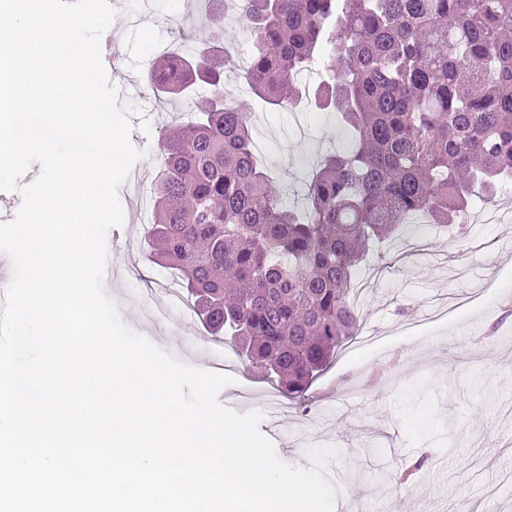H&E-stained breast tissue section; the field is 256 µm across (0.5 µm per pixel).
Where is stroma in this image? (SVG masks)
<instances>
[{"mask_svg":"<svg viewBox=\"0 0 512 512\" xmlns=\"http://www.w3.org/2000/svg\"><path fill=\"white\" fill-rule=\"evenodd\" d=\"M110 26L120 41L107 68L120 103L135 107L132 146L143 156L118 196L127 231L108 238L107 253L121 273L108 296L123 322L165 352L193 367L233 377L220 403L239 413L282 411L278 427L262 420L260 431L289 464L308 468L313 448L338 456L326 475L348 512H512V222L468 223L465 233L436 234L406 220L405 248L373 243L364 261L373 275L356 283L352 300L361 316L357 336L303 396L288 398L278 382L244 366L223 339L210 335L197 313L151 321L142 304L167 300L179 286L174 270L154 260L148 241L151 192L167 127L193 118L185 100L162 101L148 85L152 52L178 43L180 35L208 39L212 0H110ZM234 0H224L226 46L238 64L225 70L235 101L255 114L254 141H266L260 158L273 186L289 204H300L318 161L352 145L340 116L305 102L302 125L292 113L253 94L244 79L252 39ZM460 314L431 321L434 309ZM375 452H366L367 444ZM417 466L413 483L399 481Z\"/></svg>","mask_w":512,"mask_h":512,"instance_id":"stroma-1","label":"stroma"}]
</instances>
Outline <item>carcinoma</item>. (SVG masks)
<instances>
[{
    "instance_id": "1",
    "label": "carcinoma",
    "mask_w": 512,
    "mask_h": 512,
    "mask_svg": "<svg viewBox=\"0 0 512 512\" xmlns=\"http://www.w3.org/2000/svg\"><path fill=\"white\" fill-rule=\"evenodd\" d=\"M251 89L277 106L299 71L355 146L323 157L305 208H288L254 153L251 113L224 91L220 38L152 56V89L192 99L166 130L153 186L152 254L177 269L209 330L292 397L357 329L353 276L405 218L460 228L475 189L512 178V0H238Z\"/></svg>"
}]
</instances>
